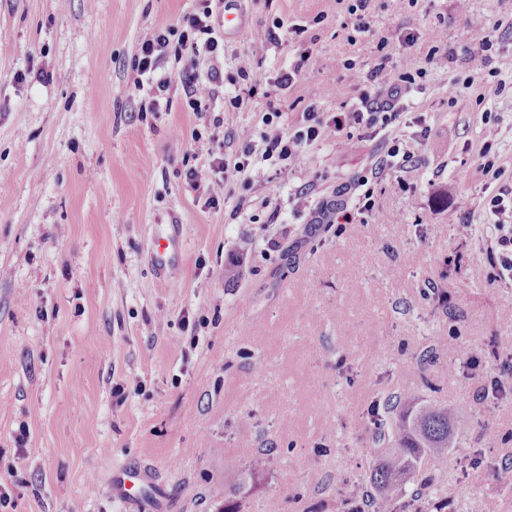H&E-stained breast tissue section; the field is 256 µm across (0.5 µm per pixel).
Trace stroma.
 Masks as SVG:
<instances>
[{"label": "stroma", "mask_w": 512, "mask_h": 512, "mask_svg": "<svg viewBox=\"0 0 512 512\" xmlns=\"http://www.w3.org/2000/svg\"><path fill=\"white\" fill-rule=\"evenodd\" d=\"M201 2L0 0V512H336L372 468L368 407L407 389L454 414L447 457L423 463L442 497L512 512V394L489 395L500 378L512 391V286L463 231L512 184V76L495 72L512 55V9L367 0L358 17L356 0H212L223 51L167 56L170 108L143 111L141 42ZM474 15L496 27L492 47ZM385 57L411 75L400 108L423 125L351 150L313 143L292 171L266 161L248 185L195 156L202 139L234 162L239 132L260 135L271 112L293 131L308 109L328 119L385 99L371 79ZM191 65L224 76L200 113L179 78ZM395 136L408 158L386 169ZM487 142L498 181L478 169ZM375 167L372 214L313 224L318 201ZM171 224L178 259L162 275L149 250ZM433 336L447 342L425 370ZM121 467L149 477L130 482L131 506L112 495Z\"/></svg>", "instance_id": "stroma-1"}]
</instances>
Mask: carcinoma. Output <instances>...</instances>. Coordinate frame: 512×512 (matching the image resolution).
<instances>
[{"instance_id": "cac0c4a2", "label": "carcinoma", "mask_w": 512, "mask_h": 512, "mask_svg": "<svg viewBox=\"0 0 512 512\" xmlns=\"http://www.w3.org/2000/svg\"><path fill=\"white\" fill-rule=\"evenodd\" d=\"M451 424L448 409L421 404L412 390L375 405L370 484L358 482V494L344 493L341 512H455L448 499L435 496V476L420 474L424 458L448 454Z\"/></svg>"}]
</instances>
